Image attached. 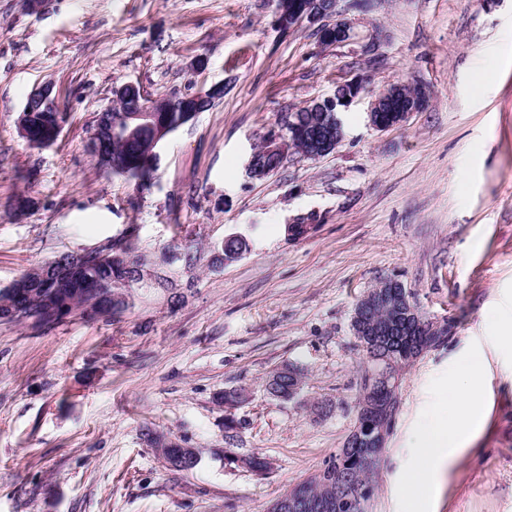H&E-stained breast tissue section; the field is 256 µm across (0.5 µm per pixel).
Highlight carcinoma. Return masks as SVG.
<instances>
[{"label":"carcinoma","instance_id":"1","mask_svg":"<svg viewBox=\"0 0 512 512\" xmlns=\"http://www.w3.org/2000/svg\"><path fill=\"white\" fill-rule=\"evenodd\" d=\"M115 96L113 104L108 112L96 113L91 132H97L101 136L102 150L104 155L112 157V160H124L144 155L154 149L152 145V131L148 128H141L134 132L129 138H115L110 135L109 129L112 122L119 116L121 111L129 107V101L124 97L112 92ZM23 121L27 125L28 139L38 147H47L54 143L53 136V113L51 112H26ZM155 169L140 170L136 167H126L121 176L134 179L139 186H145L154 178ZM238 241L229 238L224 241L221 247V254L216 256L214 264L221 265L228 260L233 262L238 259ZM174 250L180 253L171 268L176 273L181 269L194 267L197 256L189 246H176ZM90 253L96 254L91 261H71L69 256H64L65 262L58 263L50 268L55 281L50 287L34 289L26 296L18 299L0 290V314L19 305L23 308L36 311L43 305L42 297L55 296V304L61 308V314L56 319L44 324L50 328L63 323L87 306L94 304L98 307H111L113 298L111 295L117 291L116 283L121 278L122 271L112 267V255L120 253L143 265L151 264L134 242L133 236L129 235L118 242L110 240L89 249ZM428 320L424 312H419V321H411L397 335L385 342L381 355L391 352L395 360H401L411 348L420 350L434 347L435 339L428 335L423 324ZM304 380V371L296 365L285 364L275 370L267 379V385L271 387L269 395L284 402H293L290 390L298 382ZM236 429L235 421L226 417L224 423V463L229 467H237L243 463L247 469L255 475L263 478L269 474L270 465L266 458L252 454L240 456L234 451ZM367 478L364 468V449L357 448L352 452L341 455L336 454L331 461L318 472L306 478L301 486L308 493L310 500L316 506L324 508V512H344L336 509V501L349 497L358 492L362 487L364 479Z\"/></svg>","mask_w":512,"mask_h":512}]
</instances>
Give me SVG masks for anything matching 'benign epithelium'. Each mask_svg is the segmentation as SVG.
<instances>
[{
    "label": "benign epithelium",
    "mask_w": 512,
    "mask_h": 512,
    "mask_svg": "<svg viewBox=\"0 0 512 512\" xmlns=\"http://www.w3.org/2000/svg\"><path fill=\"white\" fill-rule=\"evenodd\" d=\"M276 22L285 31H296L306 23L318 25L317 34L320 43L332 46L350 40L352 24L346 16V10L338 9V3L323 8L321 0H288V13H277ZM215 87L205 91H195L179 98H173L163 109L151 103L137 101L128 108L132 115L124 117L112 124L115 134H132L131 122L139 121L153 131V144L159 146L168 136L175 132L157 111L170 112L180 108L185 118L192 120L198 114L201 102L212 100ZM363 90L362 82L356 79L346 80L336 86L334 97L315 101L310 107L311 116L299 122L298 116L289 113L283 123L302 133L307 141L309 151L302 153L307 159H318L329 151H335L345 139L344 124L341 113L357 98ZM427 91L421 86L412 87L408 92L404 83L394 82L373 95L369 101L367 118L369 124L377 130L384 131L407 122L410 116L424 108ZM26 112H57V101L52 96V88L43 86L34 91L24 107ZM288 136L282 133H271L266 137L263 163H258V155L252 154L247 163V170L254 178H260L272 168L285 161L289 153ZM168 263L159 266H141L136 279L124 283L120 296L128 303H133V289L144 283H156L164 277ZM386 301L390 308L399 312L406 319L417 315L412 307L411 291L397 276H386L377 281L374 288L367 291L353 308L351 330L354 336L361 338L363 347H376L397 330V324L389 320H377L373 317L374 306ZM430 334L442 340L448 338L453 331V323L447 319L428 320ZM400 365L392 364V368L370 371L360 382L356 400L357 423L353 426L345 443L344 451L354 448L365 449L368 473L378 471L377 464L382 457L386 440L393 427L399 408ZM386 388L385 399H380V388ZM309 507L305 498L296 490H288L274 504V512H301Z\"/></svg>",
    "instance_id": "1"
}]
</instances>
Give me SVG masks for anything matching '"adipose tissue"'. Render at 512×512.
Returning a JSON list of instances; mask_svg holds the SVG:
<instances>
[{
    "instance_id": "1",
    "label": "adipose tissue",
    "mask_w": 512,
    "mask_h": 512,
    "mask_svg": "<svg viewBox=\"0 0 512 512\" xmlns=\"http://www.w3.org/2000/svg\"><path fill=\"white\" fill-rule=\"evenodd\" d=\"M485 397L471 384H449L448 413L450 422L424 421L416 436L420 450L419 464L405 478L410 496L424 499L430 492V480L448 465L483 417Z\"/></svg>"
}]
</instances>
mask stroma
<instances>
[{
  "instance_id": "1",
  "label": "stroma",
  "mask_w": 512,
  "mask_h": 512,
  "mask_svg": "<svg viewBox=\"0 0 512 512\" xmlns=\"http://www.w3.org/2000/svg\"><path fill=\"white\" fill-rule=\"evenodd\" d=\"M276 15L277 0H45L36 13L0 0V289L131 233L141 251L189 241L198 256L176 304L139 287L111 319L0 321V512H267L350 433L367 365L352 310L392 274L454 333L400 380L372 512H420L403 486L416 431L446 417L448 382L476 357L487 413L427 512H512V0H371L329 47ZM353 78L364 91L333 154L249 176L287 113ZM398 81L426 86L427 103L376 130L370 96ZM127 82L153 98L224 87L162 143L144 188L87 151ZM46 85L67 122L34 148L17 119ZM289 224L313 231L292 243ZM233 235L248 250L213 267ZM291 362L307 375L282 403L265 384ZM235 387L248 394L230 413L236 450L267 457V478L224 463L218 396ZM148 428L199 449V466L170 470Z\"/></svg>"
}]
</instances>
